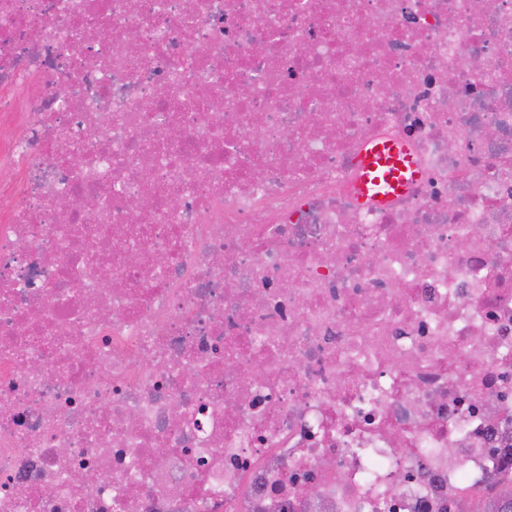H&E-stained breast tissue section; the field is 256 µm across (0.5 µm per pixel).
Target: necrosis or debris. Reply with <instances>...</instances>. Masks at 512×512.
<instances>
[{
	"label": "necrosis or debris",
	"mask_w": 512,
	"mask_h": 512,
	"mask_svg": "<svg viewBox=\"0 0 512 512\" xmlns=\"http://www.w3.org/2000/svg\"><path fill=\"white\" fill-rule=\"evenodd\" d=\"M378 138L419 171L383 206ZM510 473L512 0H0V512ZM363 199L384 203L403 193L418 178L407 146L397 140L374 144L361 157Z\"/></svg>",
	"instance_id": "1"
}]
</instances>
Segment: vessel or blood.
<instances>
[{
  "mask_svg": "<svg viewBox=\"0 0 512 512\" xmlns=\"http://www.w3.org/2000/svg\"><path fill=\"white\" fill-rule=\"evenodd\" d=\"M417 177L410 152L400 141L378 142L361 158L360 190L363 199L386 202L403 193Z\"/></svg>",
  "mask_w": 512,
  "mask_h": 512,
  "instance_id": "b4317fda",
  "label": "vessel or blood"
}]
</instances>
